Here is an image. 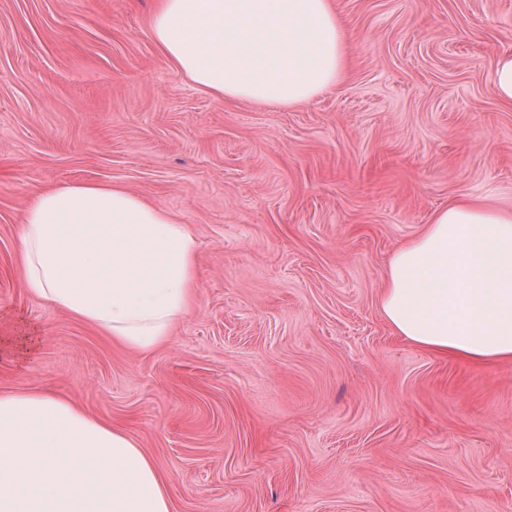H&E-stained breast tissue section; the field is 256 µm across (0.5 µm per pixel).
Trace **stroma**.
<instances>
[{
    "mask_svg": "<svg viewBox=\"0 0 512 512\" xmlns=\"http://www.w3.org/2000/svg\"><path fill=\"white\" fill-rule=\"evenodd\" d=\"M154 0H0V308L42 329L0 390L120 426L172 512H512V362L395 336L393 251L461 195L512 207V105L493 92L512 0H333L343 77L291 107L198 89ZM126 186L199 241L198 304L150 353L22 284L32 194Z\"/></svg>",
    "mask_w": 512,
    "mask_h": 512,
    "instance_id": "obj_1",
    "label": "stroma"
}]
</instances>
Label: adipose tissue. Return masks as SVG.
<instances>
[{
    "label": "adipose tissue",
    "instance_id": "ef3b65f1",
    "mask_svg": "<svg viewBox=\"0 0 512 512\" xmlns=\"http://www.w3.org/2000/svg\"><path fill=\"white\" fill-rule=\"evenodd\" d=\"M154 42L197 88L293 106L336 84L347 35L331 0H157ZM27 292L127 349L163 345L197 304L188 225L121 185L31 197ZM392 331L472 365L512 360V211L461 197L391 255L378 299ZM0 359L32 361L40 328L1 311ZM0 512H172L156 460L123 430L41 391L0 392Z\"/></svg>",
    "mask_w": 512,
    "mask_h": 512
}]
</instances>
